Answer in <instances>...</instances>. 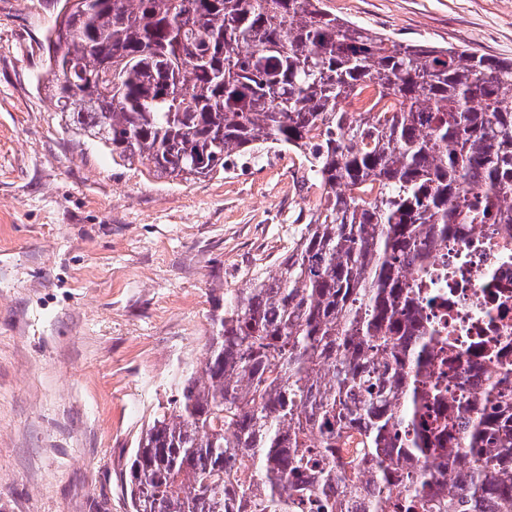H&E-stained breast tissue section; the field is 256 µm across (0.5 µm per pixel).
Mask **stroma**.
<instances>
[{
	"label": "stroma",
	"instance_id": "1",
	"mask_svg": "<svg viewBox=\"0 0 512 512\" xmlns=\"http://www.w3.org/2000/svg\"><path fill=\"white\" fill-rule=\"evenodd\" d=\"M324 4L512 60V0ZM56 14L0 0V512H127L118 473L201 359L218 300L274 269L322 190L286 150L187 182L112 162L47 97Z\"/></svg>",
	"mask_w": 512,
	"mask_h": 512
}]
</instances>
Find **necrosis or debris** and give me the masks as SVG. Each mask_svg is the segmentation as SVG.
I'll return each mask as SVG.
<instances>
[{
  "mask_svg": "<svg viewBox=\"0 0 512 512\" xmlns=\"http://www.w3.org/2000/svg\"><path fill=\"white\" fill-rule=\"evenodd\" d=\"M500 224L465 226L428 258L431 284L421 290L424 320L438 336L454 337L452 352H435L431 371L463 378L471 370L493 376L483 354L491 336L512 338V249H503Z\"/></svg>",
  "mask_w": 512,
  "mask_h": 512,
  "instance_id": "1",
  "label": "necrosis or debris"
}]
</instances>
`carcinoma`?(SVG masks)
<instances>
[{"mask_svg": "<svg viewBox=\"0 0 512 512\" xmlns=\"http://www.w3.org/2000/svg\"><path fill=\"white\" fill-rule=\"evenodd\" d=\"M61 2L50 102L113 161L189 181L288 149L324 194L275 269L225 290L120 474L130 512H512V362L450 399L426 383L442 339L408 276L465 224L512 225V60L400 41L322 0ZM434 405L448 421L428 422Z\"/></svg>", "mask_w": 512, "mask_h": 512, "instance_id": "obj_1", "label": "carcinoma"}]
</instances>
